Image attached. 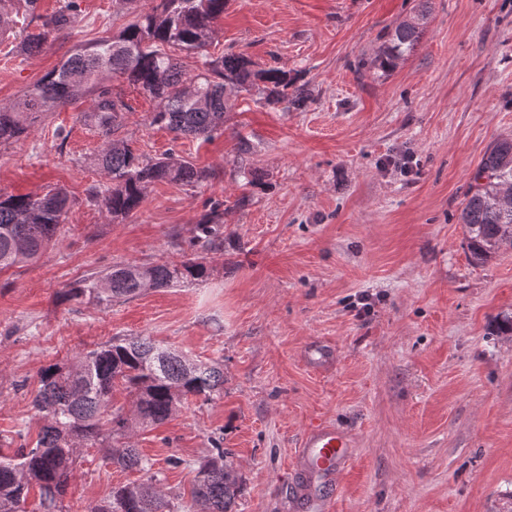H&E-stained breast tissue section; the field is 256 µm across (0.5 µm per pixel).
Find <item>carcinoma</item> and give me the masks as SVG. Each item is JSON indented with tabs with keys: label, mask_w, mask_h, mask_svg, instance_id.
Here are the masks:
<instances>
[{
	"label": "carcinoma",
	"mask_w": 512,
	"mask_h": 512,
	"mask_svg": "<svg viewBox=\"0 0 512 512\" xmlns=\"http://www.w3.org/2000/svg\"><path fill=\"white\" fill-rule=\"evenodd\" d=\"M429 0H420L415 14L388 34L383 48L370 61L381 72L394 70L414 49L427 24ZM39 0H0V36L18 22L42 20L37 32L20 43L35 54L54 33L70 28L77 17V0H66L50 15L37 13ZM227 0H161L140 14L116 37H103L77 49L45 74L16 101L0 105V146L26 133L46 112L91 96L81 121L104 139V148L91 164L106 182L92 190L91 202L111 220L136 211L148 189L158 182L192 186L206 174L173 153L151 159L112 135L132 106L124 94L101 83L110 73L156 102L150 124L176 136L209 140L231 110L234 93L261 87L268 105L289 102L302 106L303 90L288 95L293 82L276 67L255 70L242 55L206 59L188 78L180 54L206 47L224 16ZM512 139L496 141L485 152L460 214L466 248L472 262H487L499 252L503 230L512 226ZM72 206L68 192L55 188L44 194H0V270L42 258ZM233 210L215 206L197 224L198 239L210 246L224 235V215ZM212 267L200 256L178 262L115 265L78 281L63 292L67 301L98 306L134 299L149 290L183 283H203ZM121 385L133 395L134 410L107 417L112 392ZM224 389V368L218 362H190L186 355L147 337L114 340L75 354L65 363H52L39 372L32 406L43 424L33 448L0 455V512H25L29 489L40 492L39 512H65L63 498L75 471L77 449L105 441L112 434L132 438L140 428L166 422L191 397L208 401ZM113 462L125 469L149 472L151 466L131 443L107 448ZM228 453L216 454L196 470L193 501L203 512H235L233 506L243 478L227 463ZM90 512H180V506L158 487L155 476L112 488Z\"/></svg>",
	"instance_id": "1"
}]
</instances>
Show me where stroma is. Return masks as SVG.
<instances>
[{
  "instance_id": "35a3bbf8",
  "label": "stroma",
  "mask_w": 512,
  "mask_h": 512,
  "mask_svg": "<svg viewBox=\"0 0 512 512\" xmlns=\"http://www.w3.org/2000/svg\"><path fill=\"white\" fill-rule=\"evenodd\" d=\"M73 26L39 54L0 43V103L16 100L82 44L113 36L159 0H79ZM418 0H228L203 55L240 54L287 71L308 100L235 99L212 141L149 125L153 105L115 81L133 110L116 133L138 152H174L206 170L196 186L160 182L116 221L88 200L104 175L102 140L60 106L0 147V192L66 188L75 200L40 261L0 272V452L33 447L40 368L115 336H148L224 364V393L190 398L136 448L162 489L192 504L195 470L215 446L244 486L237 512H306L292 495L296 451L319 421L354 441L333 512H512V247L483 265L464 249L459 215L485 151L512 137V0H430L413 51L390 73L365 67ZM65 130L66 139L56 137ZM251 150L239 157L240 137ZM263 184L246 185L242 169ZM245 205H238V198ZM224 243L199 285L100 308L63 301L69 283L119 263L200 251L215 205ZM330 346L334 365L303 358ZM104 449L81 448L64 504L89 512L112 487L143 480Z\"/></svg>"
}]
</instances>
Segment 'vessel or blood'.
Instances as JSON below:
<instances>
[{"label": "vessel or blood", "mask_w": 512, "mask_h": 512, "mask_svg": "<svg viewBox=\"0 0 512 512\" xmlns=\"http://www.w3.org/2000/svg\"><path fill=\"white\" fill-rule=\"evenodd\" d=\"M351 446L348 435L325 422L305 431L300 442L302 468L296 491L310 512H329V501L318 487L336 481L350 459Z\"/></svg>", "instance_id": "1"}]
</instances>
